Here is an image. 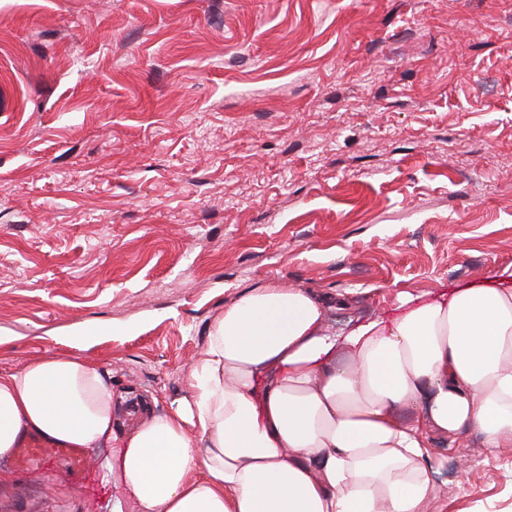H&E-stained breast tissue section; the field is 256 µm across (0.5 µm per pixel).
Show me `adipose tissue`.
<instances>
[{
	"label": "adipose tissue",
	"mask_w": 512,
	"mask_h": 512,
	"mask_svg": "<svg viewBox=\"0 0 512 512\" xmlns=\"http://www.w3.org/2000/svg\"><path fill=\"white\" fill-rule=\"evenodd\" d=\"M331 336L309 291L265 283L225 306L189 395L120 432L78 357L0 373V459L26 438L104 454L134 512H425L432 437L512 443V272Z\"/></svg>",
	"instance_id": "1"
}]
</instances>
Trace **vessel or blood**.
Listing matches in <instances>:
<instances>
[{
	"instance_id": "1",
	"label": "vessel or blood",
	"mask_w": 512,
	"mask_h": 512,
	"mask_svg": "<svg viewBox=\"0 0 512 512\" xmlns=\"http://www.w3.org/2000/svg\"><path fill=\"white\" fill-rule=\"evenodd\" d=\"M13 465L22 474L31 476H42L58 468L78 481L87 472V453L80 448H67L29 438L17 449Z\"/></svg>"
}]
</instances>
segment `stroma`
<instances>
[{
  "label": "stroma",
  "instance_id": "1",
  "mask_svg": "<svg viewBox=\"0 0 512 512\" xmlns=\"http://www.w3.org/2000/svg\"><path fill=\"white\" fill-rule=\"evenodd\" d=\"M507 268L512 0H0V373L83 357L128 430L247 288L337 332ZM433 453L428 512H512L511 444ZM91 467L0 512H112Z\"/></svg>",
  "mask_w": 512,
  "mask_h": 512
}]
</instances>
